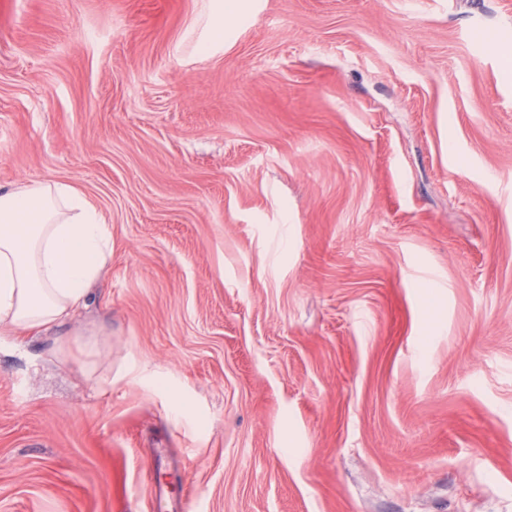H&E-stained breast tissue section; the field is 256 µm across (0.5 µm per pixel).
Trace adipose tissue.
I'll list each match as a JSON object with an SVG mask.
<instances>
[{"instance_id": "1", "label": "adipose tissue", "mask_w": 512, "mask_h": 512, "mask_svg": "<svg viewBox=\"0 0 512 512\" xmlns=\"http://www.w3.org/2000/svg\"><path fill=\"white\" fill-rule=\"evenodd\" d=\"M111 255L103 216L75 186L0 190V334L65 323L86 305Z\"/></svg>"}]
</instances>
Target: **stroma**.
I'll use <instances>...</instances> for the list:
<instances>
[{"label": "stroma", "mask_w": 512, "mask_h": 512, "mask_svg": "<svg viewBox=\"0 0 512 512\" xmlns=\"http://www.w3.org/2000/svg\"><path fill=\"white\" fill-rule=\"evenodd\" d=\"M224 3L0 0V188L112 240L0 512H512V0Z\"/></svg>", "instance_id": "1"}]
</instances>
